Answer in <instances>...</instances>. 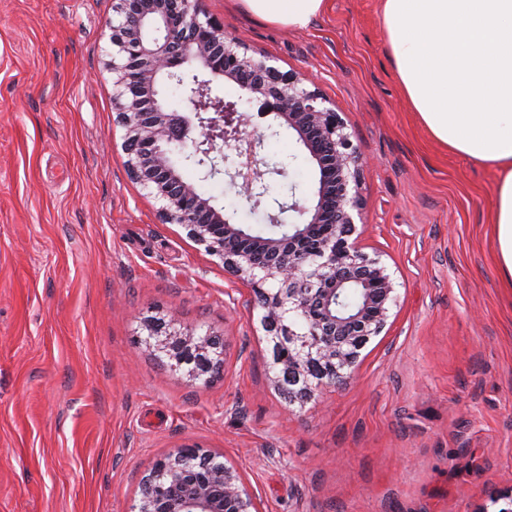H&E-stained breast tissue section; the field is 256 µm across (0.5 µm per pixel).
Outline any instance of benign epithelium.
<instances>
[{
    "label": "benign epithelium",
    "mask_w": 512,
    "mask_h": 512,
    "mask_svg": "<svg viewBox=\"0 0 512 512\" xmlns=\"http://www.w3.org/2000/svg\"><path fill=\"white\" fill-rule=\"evenodd\" d=\"M115 13L112 102L125 128L130 176L161 202L162 223L183 225L259 294L275 379L288 386V398L309 399L314 390L350 377L360 351L386 326L397 296L387 267L363 253L355 238L363 162L339 113L296 76L240 52L223 24L203 14L199 0H117ZM165 81L184 87V111L167 109ZM227 81L295 132L317 170L310 203L279 202L278 214L270 216L283 224V214H298L284 236H248L183 178L173 160L179 151L204 168V177L228 176L255 205L269 191L266 177L286 176L284 165L259 159L264 134L248 129L247 114L210 96L211 85ZM175 325L173 315L150 321L148 346L195 378L210 373L222 354L218 339ZM144 485L155 493L142 497L138 512H260L237 472L195 448L159 461Z\"/></svg>",
    "instance_id": "benign-epithelium-1"
}]
</instances>
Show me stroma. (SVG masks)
I'll return each mask as SVG.
<instances>
[{
    "label": "stroma",
    "instance_id": "1",
    "mask_svg": "<svg viewBox=\"0 0 512 512\" xmlns=\"http://www.w3.org/2000/svg\"><path fill=\"white\" fill-rule=\"evenodd\" d=\"M114 0H0V512H134L181 448L224 461L262 512H498L512 487V288L488 215L499 174L430 137L404 97L380 0H327L302 28L201 0L249 56L340 113L362 157L361 247L397 303L346 382L288 401L249 286L133 181L116 120ZM286 178L252 212L179 160L235 222L303 200L315 168L288 130ZM224 346L198 380L145 325Z\"/></svg>",
    "mask_w": 512,
    "mask_h": 512
}]
</instances>
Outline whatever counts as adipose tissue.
Instances as JSON below:
<instances>
[{
  "label": "adipose tissue",
  "instance_id": "ef3b65f1",
  "mask_svg": "<svg viewBox=\"0 0 512 512\" xmlns=\"http://www.w3.org/2000/svg\"><path fill=\"white\" fill-rule=\"evenodd\" d=\"M265 22L305 26L325 0H238ZM402 91L430 134L499 171L490 212L512 288V0H382Z\"/></svg>",
  "mask_w": 512,
  "mask_h": 512
}]
</instances>
